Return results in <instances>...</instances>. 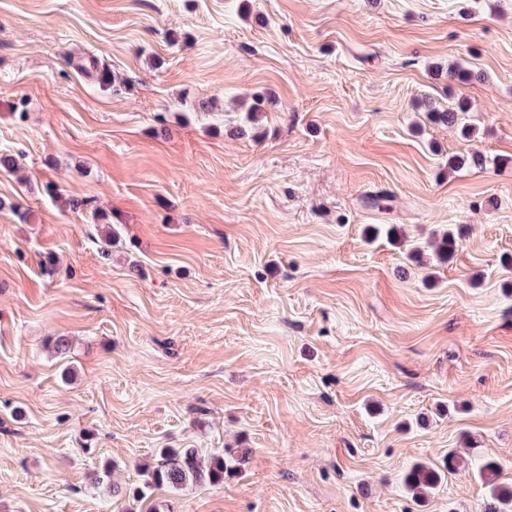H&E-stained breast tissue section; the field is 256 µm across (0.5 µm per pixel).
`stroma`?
<instances>
[{"instance_id": "obj_1", "label": "stroma", "mask_w": 512, "mask_h": 512, "mask_svg": "<svg viewBox=\"0 0 512 512\" xmlns=\"http://www.w3.org/2000/svg\"><path fill=\"white\" fill-rule=\"evenodd\" d=\"M3 153L0 512H485L483 460L512 486V0H0ZM386 225L461 235L434 270ZM164 448L223 482L135 498ZM440 479L438 472L424 465L413 467L405 477L407 489L416 497L425 495L433 489Z\"/></svg>"}]
</instances>
